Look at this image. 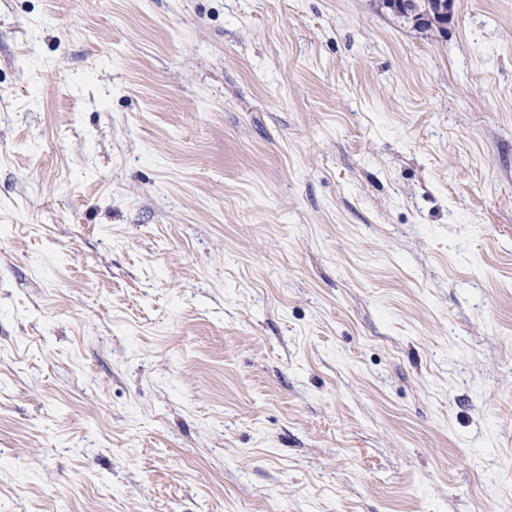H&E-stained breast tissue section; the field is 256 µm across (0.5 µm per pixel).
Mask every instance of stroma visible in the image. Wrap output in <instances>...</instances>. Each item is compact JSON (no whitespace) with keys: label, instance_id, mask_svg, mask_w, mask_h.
I'll return each mask as SVG.
<instances>
[{"label":"stroma","instance_id":"obj_1","mask_svg":"<svg viewBox=\"0 0 512 512\" xmlns=\"http://www.w3.org/2000/svg\"><path fill=\"white\" fill-rule=\"evenodd\" d=\"M0 512H512V0H0ZM402 6L388 5L397 12L415 16L417 25L431 27L432 23L444 24L448 21V0H400Z\"/></svg>","mask_w":512,"mask_h":512}]
</instances>
